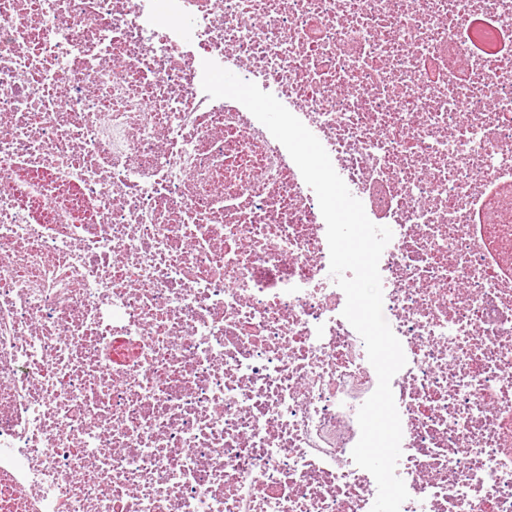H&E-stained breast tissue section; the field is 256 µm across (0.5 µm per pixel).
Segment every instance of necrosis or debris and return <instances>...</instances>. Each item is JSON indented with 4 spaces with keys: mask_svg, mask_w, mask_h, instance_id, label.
Masks as SVG:
<instances>
[{
    "mask_svg": "<svg viewBox=\"0 0 512 512\" xmlns=\"http://www.w3.org/2000/svg\"><path fill=\"white\" fill-rule=\"evenodd\" d=\"M368 218L400 512H512V0H0V512H370L377 376L286 148Z\"/></svg>",
    "mask_w": 512,
    "mask_h": 512,
    "instance_id": "1",
    "label": "necrosis or debris"
}]
</instances>
